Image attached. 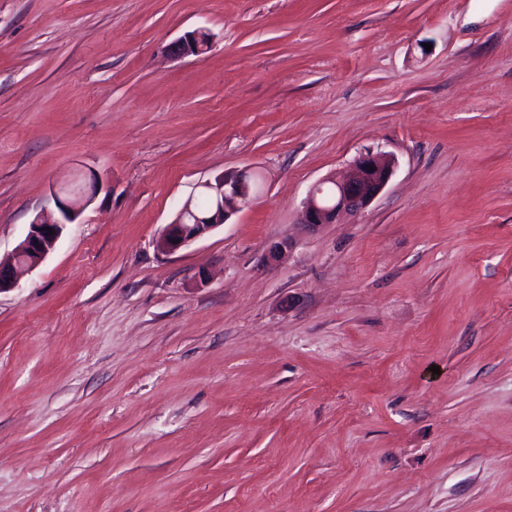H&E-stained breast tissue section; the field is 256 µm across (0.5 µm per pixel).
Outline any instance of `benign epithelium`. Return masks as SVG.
Returning <instances> with one entry per match:
<instances>
[{"instance_id":"7a95c632","label":"benign epithelium","mask_w":512,"mask_h":512,"mask_svg":"<svg viewBox=\"0 0 512 512\" xmlns=\"http://www.w3.org/2000/svg\"><path fill=\"white\" fill-rule=\"evenodd\" d=\"M206 34L203 29L185 33L170 45V53L175 57L206 53L211 45ZM395 165V158L379 148L359 152L346 171L323 179L309 192L300 223L308 227L335 224L364 211L389 183ZM254 179L251 172L242 171L200 183L198 189L210 196V208L196 210L195 196H190L172 223L163 228L156 242L158 250L175 252L249 207L258 195ZM53 201L59 218L36 215L12 255L0 259V292L16 288L20 271L35 269L45 260L60 238L63 226L72 223L85 205L78 193L65 190L54 195Z\"/></svg>"}]
</instances>
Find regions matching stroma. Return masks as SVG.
Instances as JSON below:
<instances>
[{"label":"stroma","mask_w":512,"mask_h":512,"mask_svg":"<svg viewBox=\"0 0 512 512\" xmlns=\"http://www.w3.org/2000/svg\"><path fill=\"white\" fill-rule=\"evenodd\" d=\"M93 175L0 293V512H512V0H0V257ZM204 35L208 36L205 37ZM210 34L204 29L186 32L170 45V53L175 57L200 56L210 48ZM395 165V158L381 148L363 149L345 172L323 179L309 192L300 224H335L364 211L389 183ZM255 176L249 171L224 175L214 182H201L197 188L211 199L207 211L195 209V196L191 195L178 211L171 224L163 228L156 245L163 253H172L187 246L212 229L221 226L235 213L249 207L258 195ZM210 199L199 195L196 204L207 207ZM53 201L59 218L36 215L12 255L5 260L0 259V292L16 288L20 271L35 269L45 260L60 238L63 226L74 223L72 219L79 216L88 202H83L78 192L65 190L54 194ZM49 229H53L54 234L48 235Z\"/></svg>","instance_id":"35a3bbf8"}]
</instances>
